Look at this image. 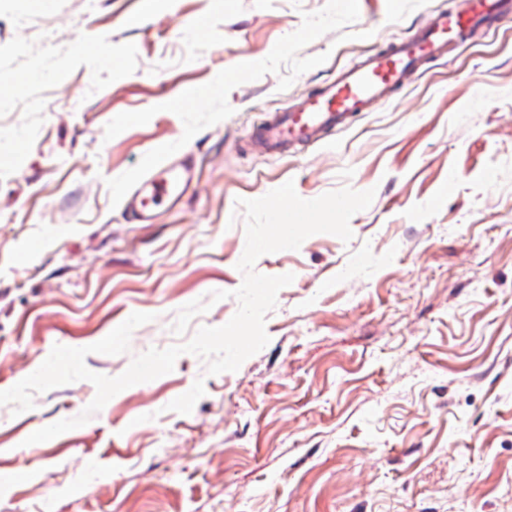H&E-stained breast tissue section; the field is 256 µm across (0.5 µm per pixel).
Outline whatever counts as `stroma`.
<instances>
[{
	"label": "stroma",
	"instance_id": "stroma-1",
	"mask_svg": "<svg viewBox=\"0 0 512 512\" xmlns=\"http://www.w3.org/2000/svg\"><path fill=\"white\" fill-rule=\"evenodd\" d=\"M460 2L0 0V391L135 312L153 320L129 352L89 370L178 343L182 306L243 281L237 199L375 191L350 241L256 261L294 280L239 370L181 355L31 445L94 385L0 405V512H512V20L328 144L245 146L261 113ZM186 146L182 199L131 221L144 164ZM200 377L192 412L168 410Z\"/></svg>",
	"mask_w": 512,
	"mask_h": 512
}]
</instances>
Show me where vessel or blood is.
<instances>
[{
	"label": "vessel or blood",
	"instance_id": "b4317fda",
	"mask_svg": "<svg viewBox=\"0 0 512 512\" xmlns=\"http://www.w3.org/2000/svg\"><path fill=\"white\" fill-rule=\"evenodd\" d=\"M512 16V0H463L459 9L432 11L408 36L344 67L336 78L288 107L268 112L253 126L250 146L267 152L299 151L350 126L373 105L388 100L433 60L468 41L478 30ZM192 156L175 151L149 163L130 186L127 209L152 220L193 178Z\"/></svg>",
	"mask_w": 512,
	"mask_h": 512
}]
</instances>
